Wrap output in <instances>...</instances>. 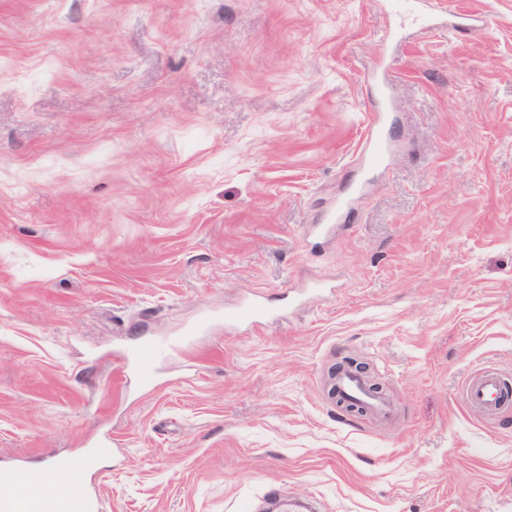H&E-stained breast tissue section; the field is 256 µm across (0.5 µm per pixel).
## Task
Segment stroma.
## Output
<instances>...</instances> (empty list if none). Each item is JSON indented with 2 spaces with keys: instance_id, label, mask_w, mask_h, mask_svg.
I'll return each mask as SVG.
<instances>
[{
  "instance_id": "1",
  "label": "stroma",
  "mask_w": 512,
  "mask_h": 512,
  "mask_svg": "<svg viewBox=\"0 0 512 512\" xmlns=\"http://www.w3.org/2000/svg\"><path fill=\"white\" fill-rule=\"evenodd\" d=\"M0 0V464L103 512H512V0ZM387 74L391 152L367 168ZM339 196L354 197L315 243ZM321 283L309 295L312 283ZM283 321L224 326L255 295ZM208 331L156 364L158 338ZM357 355L393 412L347 415ZM183 343L184 340L174 342L151 341L136 354V357L142 364L148 365L162 356L166 351L181 347ZM504 389L505 381L501 374L493 368H485L467 381L464 399L471 408L494 417L505 406L502 402Z\"/></svg>"
}]
</instances>
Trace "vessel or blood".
<instances>
[{"mask_svg":"<svg viewBox=\"0 0 512 512\" xmlns=\"http://www.w3.org/2000/svg\"><path fill=\"white\" fill-rule=\"evenodd\" d=\"M279 315V310L265 301L250 298L242 302L236 311L225 315L224 322L230 326L245 323L254 327L275 320ZM335 388L344 401L364 406L370 415L385 418L391 413L389 403L371 391L368 379L359 372L349 370L340 373L335 380ZM504 389L505 381L501 374L486 368L467 381L464 399L471 408L493 417L504 407ZM111 453V441L104 440L77 459L67 462L70 483L67 491L58 497L45 495L41 490L43 484L53 479L55 467H48L35 481L23 468L1 466L0 512H102V502L92 492L90 480L99 472L102 460Z\"/></svg>","mask_w":512,"mask_h":512,"instance_id":"b4317fda","label":"vessel or blood"}]
</instances>
